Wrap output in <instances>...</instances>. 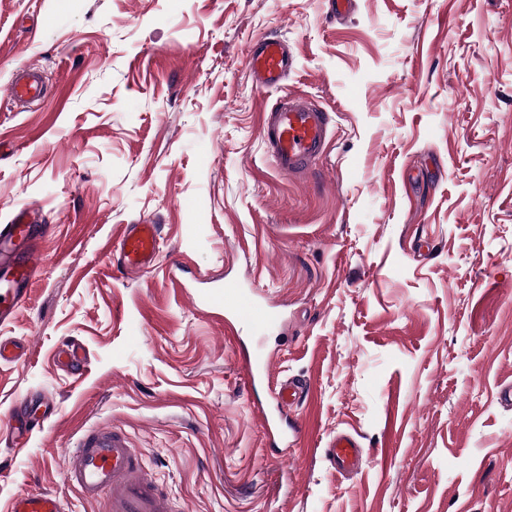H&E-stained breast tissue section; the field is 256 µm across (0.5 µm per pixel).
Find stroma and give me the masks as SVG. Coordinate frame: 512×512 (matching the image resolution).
<instances>
[{"instance_id": "obj_1", "label": "stroma", "mask_w": 512, "mask_h": 512, "mask_svg": "<svg viewBox=\"0 0 512 512\" xmlns=\"http://www.w3.org/2000/svg\"><path fill=\"white\" fill-rule=\"evenodd\" d=\"M288 40L281 88L249 44ZM38 67L43 98H7ZM314 99L333 134L308 172L268 156L260 114ZM0 225L39 208L43 267L14 322L31 352L0 368V512L67 478L69 448L114 425L174 512H512V0H0ZM150 219L147 273L118 265ZM280 326L224 334L195 304L224 280ZM65 340L88 355L56 368ZM272 354L306 396L295 445H270L243 354ZM55 414L24 453L9 424ZM363 455L336 474L328 442ZM294 55L288 44L276 37L253 43L248 52L251 80L259 91L278 88L294 68ZM160 253L157 224L142 220L139 224L125 226L119 242L118 264L125 271L146 272L151 270Z\"/></svg>"}]
</instances>
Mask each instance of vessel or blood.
Instances as JSON below:
<instances>
[{"instance_id": "obj_1", "label": "vessel or blood", "mask_w": 512, "mask_h": 512, "mask_svg": "<svg viewBox=\"0 0 512 512\" xmlns=\"http://www.w3.org/2000/svg\"><path fill=\"white\" fill-rule=\"evenodd\" d=\"M294 55L287 43L266 37L253 43L248 52L251 80L257 90L278 88L294 68ZM8 97L16 104L39 98L43 79L37 68L29 67L13 74ZM261 132L268 155L283 174L304 171L321 158L328 137L324 110L316 104L291 98L280 100L266 109L261 118ZM160 253L158 227L143 220L126 225L119 242L120 267L129 272L151 270ZM41 270L40 234L33 211L22 208L9 224L0 226V327L11 324L23 305L29 284ZM204 305L224 310V332L238 334L242 328L255 330L278 323L275 308L263 306L255 290L223 285L211 290ZM30 351L27 340L0 338V366L25 359ZM268 356L246 360V377L250 386L262 384L271 374ZM295 385L285 381L276 392L275 407L258 406L270 436L299 438L297 423L282 420L281 407L295 396ZM337 472L358 467L362 449L355 437L340 432L327 448ZM70 483L85 500L106 499L108 512H171L168 497L158 490L149 469L141 462L127 435L112 426L98 427L81 435L67 454ZM8 512H67L64 501L44 490L18 494Z\"/></svg>"}]
</instances>
